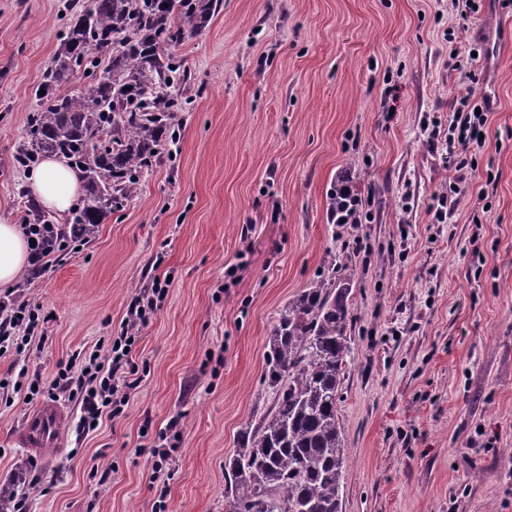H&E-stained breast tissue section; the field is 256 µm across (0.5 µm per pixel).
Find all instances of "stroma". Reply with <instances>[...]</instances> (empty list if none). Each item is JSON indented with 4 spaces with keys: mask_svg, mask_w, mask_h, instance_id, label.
Listing matches in <instances>:
<instances>
[{
    "mask_svg": "<svg viewBox=\"0 0 512 512\" xmlns=\"http://www.w3.org/2000/svg\"><path fill=\"white\" fill-rule=\"evenodd\" d=\"M87 4L0 0V223L24 221L34 91ZM491 12L464 32L450 0H222L176 48L187 80L137 197L0 291L47 319L22 356L0 357V376L48 383L119 333L142 288L168 285L121 417L81 437L65 402L61 446L36 454L17 436L42 398L0 404V482L37 463L28 512H224V460L273 406L267 337L331 254L354 338L338 404L343 512H512V52L464 169L423 129L447 132L463 84L449 37L477 42ZM344 176L368 221L331 223ZM454 183L458 204L437 223ZM173 420L177 450L156 465Z\"/></svg>",
    "mask_w": 512,
    "mask_h": 512,
    "instance_id": "stroma-1",
    "label": "stroma"
}]
</instances>
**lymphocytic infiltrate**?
<instances>
[{"mask_svg": "<svg viewBox=\"0 0 512 512\" xmlns=\"http://www.w3.org/2000/svg\"><path fill=\"white\" fill-rule=\"evenodd\" d=\"M479 106L472 93L456 97L454 113L448 128V140L457 144L461 152L479 145L488 116L478 113ZM166 294L161 282L143 289L127 305L126 315L117 336L94 350L77 354L67 362L59 363L50 384L51 390L66 393L69 400L80 407L78 428L89 433L102 415L117 417L128 404V392L136 387V368L132 350L139 340V330L154 313L158 301ZM44 325L37 310L26 302L0 305V351L22 355L29 341Z\"/></svg>", "mask_w": 512, "mask_h": 512, "instance_id": "f902f5d3", "label": "lymphocytic infiltrate"}]
</instances>
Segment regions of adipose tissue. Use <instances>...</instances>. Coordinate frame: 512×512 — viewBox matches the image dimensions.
I'll use <instances>...</instances> for the list:
<instances>
[{"instance_id": "1", "label": "adipose tissue", "mask_w": 512, "mask_h": 512, "mask_svg": "<svg viewBox=\"0 0 512 512\" xmlns=\"http://www.w3.org/2000/svg\"><path fill=\"white\" fill-rule=\"evenodd\" d=\"M28 188L37 204L64 215L79 196L83 176L79 170L54 159H43L26 174ZM33 257L18 225L0 223V288H13L19 274Z\"/></svg>"}]
</instances>
